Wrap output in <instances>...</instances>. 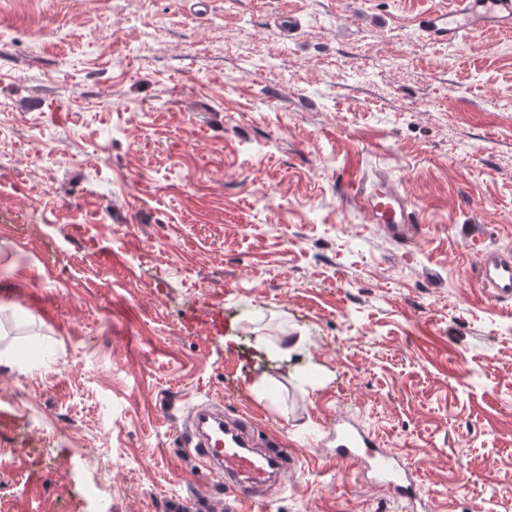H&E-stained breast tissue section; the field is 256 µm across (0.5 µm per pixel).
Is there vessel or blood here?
<instances>
[{
	"mask_svg": "<svg viewBox=\"0 0 512 512\" xmlns=\"http://www.w3.org/2000/svg\"><path fill=\"white\" fill-rule=\"evenodd\" d=\"M419 27L425 41L433 45L452 44L487 28L511 32L512 0H453L424 16ZM354 197L371 222L380 225L391 239L406 241L419 232L412 204L391 179L380 177L370 185L356 187ZM478 276L495 298L512 299L511 252L486 251ZM185 421L187 447L224 485L225 512H250L258 491L269 488L273 477L288 465L281 445L259 455L250 451L251 422L247 418L229 419L213 405L201 403L189 408ZM331 456L336 462L370 470L380 485L406 500L410 512H429L428 499L400 460L384 452L376 438L355 422L337 428Z\"/></svg>",
	"mask_w": 512,
	"mask_h": 512,
	"instance_id": "b4317fda",
	"label": "vessel or blood"
}]
</instances>
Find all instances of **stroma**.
Instances as JSON below:
<instances>
[{
	"label": "stroma",
	"mask_w": 512,
	"mask_h": 512,
	"mask_svg": "<svg viewBox=\"0 0 512 512\" xmlns=\"http://www.w3.org/2000/svg\"><path fill=\"white\" fill-rule=\"evenodd\" d=\"M440 2L0 0V512H88L90 478L108 512L223 503L183 451L205 400L294 459L253 512H407L329 459L339 416L432 512H512V301L478 277L512 32L428 45ZM379 175L413 243L346 195Z\"/></svg>",
	"instance_id": "obj_1"
}]
</instances>
